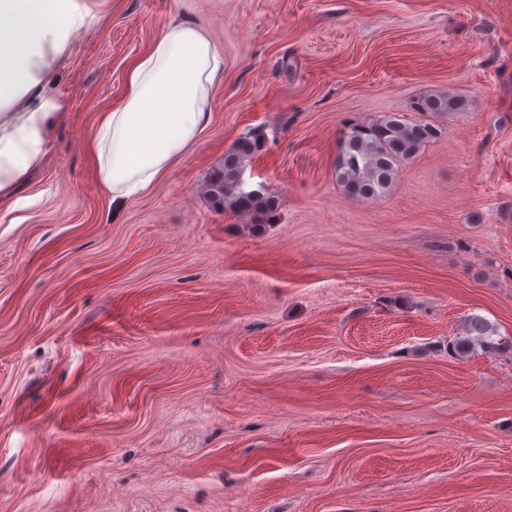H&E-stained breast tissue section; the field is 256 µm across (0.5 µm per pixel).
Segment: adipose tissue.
I'll return each mask as SVG.
<instances>
[{"label": "adipose tissue", "mask_w": 512, "mask_h": 512, "mask_svg": "<svg viewBox=\"0 0 512 512\" xmlns=\"http://www.w3.org/2000/svg\"><path fill=\"white\" fill-rule=\"evenodd\" d=\"M74 0H0V197L43 160L63 117L61 100L40 87L76 33ZM224 59L201 26L167 23L130 62L124 90L99 112L87 144L99 188L115 206L145 194L207 132L210 98Z\"/></svg>", "instance_id": "obj_1"}]
</instances>
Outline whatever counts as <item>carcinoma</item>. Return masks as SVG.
<instances>
[{"label":"carcinoma","instance_id":"carcinoma-1","mask_svg":"<svg viewBox=\"0 0 512 512\" xmlns=\"http://www.w3.org/2000/svg\"><path fill=\"white\" fill-rule=\"evenodd\" d=\"M461 108L459 99L441 92L413 101L412 110L425 115L423 119L409 121L400 113L386 112L370 121L348 123L337 146L336 182L352 197L376 199L385 195L401 165L441 136V129L427 116ZM262 147L258 134L239 138L232 150L224 154L222 165L212 171L207 189L214 206L242 214L256 226L268 223L280 206L275 196L260 189L243 188V171ZM476 346L492 354L505 350L509 344L494 338L491 326L483 318L475 317L469 335L456 337L448 351L464 357Z\"/></svg>","mask_w":512,"mask_h":512}]
</instances>
